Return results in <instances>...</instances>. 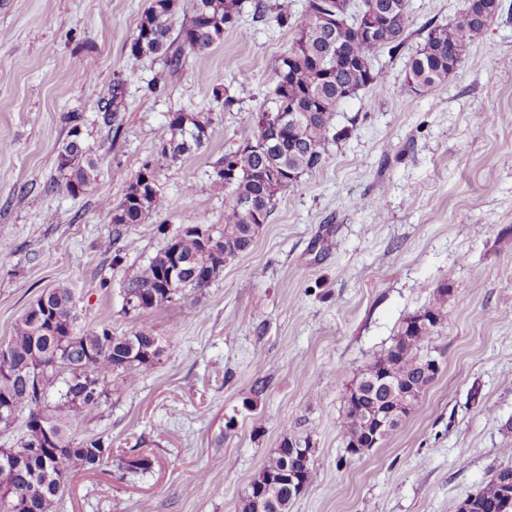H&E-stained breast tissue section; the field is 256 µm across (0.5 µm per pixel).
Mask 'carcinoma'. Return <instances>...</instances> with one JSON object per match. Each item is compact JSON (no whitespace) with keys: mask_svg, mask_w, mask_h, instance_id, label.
Returning a JSON list of instances; mask_svg holds the SVG:
<instances>
[{"mask_svg":"<svg viewBox=\"0 0 512 512\" xmlns=\"http://www.w3.org/2000/svg\"><path fill=\"white\" fill-rule=\"evenodd\" d=\"M333 2L306 0L299 14L288 8L286 0L277 3L276 22L293 30V44L276 68L275 108L257 112L252 118L253 138L217 163L212 186L224 195L225 205L224 223L212 225L216 242L205 245L183 231L170 238L124 283L125 313L140 315L169 303L165 297L152 304L144 299L159 291L161 274L173 263V254H178L187 267V274L175 283L182 296L208 287L224 269V260L249 250L256 237L253 226L268 223L277 198L294 191L303 173L321 165L335 114L348 100L346 89L358 92L384 79L373 60L381 50L393 53L405 43V34L413 25L407 0H362L356 11H346V22L331 34L322 14L323 7ZM175 7L176 0H152L130 45L131 65L171 49L167 65L176 71L184 62L182 48L198 52L210 48L224 38V32L237 26L240 14V0H196L193 16L177 35L181 46L175 49L171 26ZM368 13L378 16L385 33L373 34L364 27ZM486 26L476 19L470 4L455 21L428 25L423 44L407 65L404 89L421 94L447 82L467 47ZM290 112L298 113L300 119L277 131L276 152L250 147L265 138L266 127ZM80 126V116H70L66 139L57 154L64 184L55 181L51 185L53 189L63 186L70 194L81 193L91 184L95 168L89 146L75 133ZM206 139L199 117L185 112L168 117L159 135L157 159L142 164L121 202L102 203L112 224L107 248L122 239L126 225L140 224L164 208L156 183L158 162L198 150ZM244 199L252 202V212L241 208ZM447 303L448 288L443 286L421 310L424 321L417 324L414 316L405 318L392 345L366 365L359 379L364 397L383 401L392 395L387 388H373L374 378L381 373L410 382L420 395L425 392L434 377L425 373L424 355L448 325ZM76 321L70 289L44 291L16 321L7 341L8 356L0 355V403L12 414V418L0 420V428L8 430L22 422L20 447L36 449L21 464L0 462V512H47L71 472L95 470L108 463L111 445L99 438H79L74 427L88 410L100 404L93 390L107 396L135 385L163 352L160 337L146 322L128 335L116 336L107 327L81 330ZM114 377L120 378V383L112 384ZM365 407L362 401L348 402V449L363 445L367 439V429L358 416ZM48 431L55 439L51 450L45 449ZM312 456L309 439L283 440L251 481L242 512H290L295 497L279 477L290 465L303 475L304 483H310L314 477ZM258 484L267 486L266 497L254 493ZM475 496L496 505L497 512H512V495L496 475Z\"/></svg>","mask_w":512,"mask_h":512,"instance_id":"obj_1","label":"carcinoma"}]
</instances>
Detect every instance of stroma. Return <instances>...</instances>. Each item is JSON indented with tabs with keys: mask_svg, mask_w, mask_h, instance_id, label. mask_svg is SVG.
Returning a JSON list of instances; mask_svg holds the SVG:
<instances>
[{
	"mask_svg": "<svg viewBox=\"0 0 512 512\" xmlns=\"http://www.w3.org/2000/svg\"><path fill=\"white\" fill-rule=\"evenodd\" d=\"M253 3L172 73L161 54L128 61L150 0H0V341L43 290L64 287L81 328L121 336L145 321L164 347L87 412L78 436L111 440L112 456L72 472L49 512H239L287 436L314 450L292 512H450L512 466V0L420 95L402 88L409 59L467 0H408L404 45L373 61L385 81L339 107L345 137L277 199L250 249L203 292L124 314L123 282L183 225L223 223L214 165L273 105L293 34L274 15L255 20ZM119 79L124 103L108 118ZM172 112L199 116L207 140L163 164L164 209L127 226L135 247L113 255L101 203L122 200ZM73 114L97 172L83 193H50ZM442 284L440 373L391 436L351 456L352 381ZM134 455L149 466L128 469Z\"/></svg>",
	"mask_w": 512,
	"mask_h": 512,
	"instance_id": "1",
	"label": "stroma"
}]
</instances>
